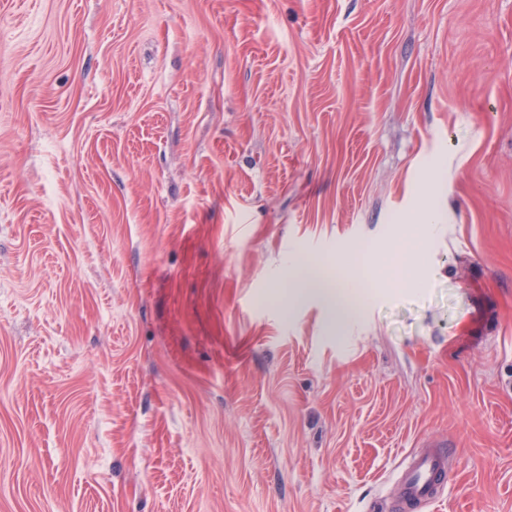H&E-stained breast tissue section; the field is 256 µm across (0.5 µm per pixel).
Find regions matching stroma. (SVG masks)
<instances>
[{"label":"stroma","instance_id":"1","mask_svg":"<svg viewBox=\"0 0 512 512\" xmlns=\"http://www.w3.org/2000/svg\"><path fill=\"white\" fill-rule=\"evenodd\" d=\"M428 442L512 512V0H0V512H399ZM321 260H306L300 266L302 274L288 283L289 295L293 300L302 297L307 291H315L328 301L337 319L344 318L353 308V301L346 298L338 288H330L318 278V271L323 267ZM363 278L371 282L373 288H384L387 284L396 283L395 262L377 260L369 267L364 266L359 269Z\"/></svg>","mask_w":512,"mask_h":512}]
</instances>
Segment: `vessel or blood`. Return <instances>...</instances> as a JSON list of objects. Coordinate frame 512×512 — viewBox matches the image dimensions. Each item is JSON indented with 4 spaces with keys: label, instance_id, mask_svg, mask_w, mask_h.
<instances>
[{
    "label": "vessel or blood",
    "instance_id": "1",
    "mask_svg": "<svg viewBox=\"0 0 512 512\" xmlns=\"http://www.w3.org/2000/svg\"><path fill=\"white\" fill-rule=\"evenodd\" d=\"M448 453L427 445L402 459L396 475L398 502L405 512L437 501L446 486Z\"/></svg>",
    "mask_w": 512,
    "mask_h": 512
}]
</instances>
